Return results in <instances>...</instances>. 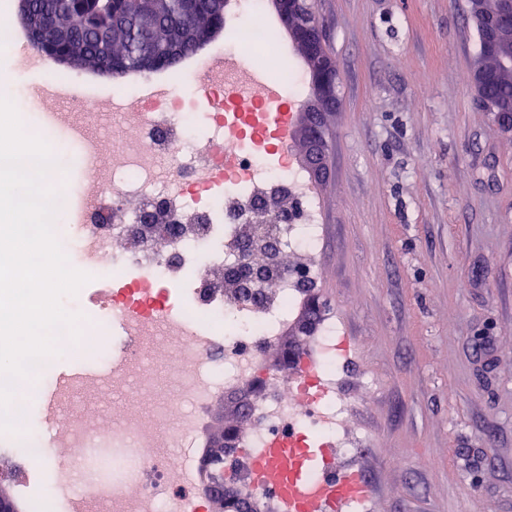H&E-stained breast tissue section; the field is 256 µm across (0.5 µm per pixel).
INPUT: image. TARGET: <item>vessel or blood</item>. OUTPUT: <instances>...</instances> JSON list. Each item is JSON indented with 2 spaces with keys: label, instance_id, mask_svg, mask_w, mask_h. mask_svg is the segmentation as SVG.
Instances as JSON below:
<instances>
[{
  "label": "vessel or blood",
  "instance_id": "vessel-or-blood-1",
  "mask_svg": "<svg viewBox=\"0 0 512 512\" xmlns=\"http://www.w3.org/2000/svg\"><path fill=\"white\" fill-rule=\"evenodd\" d=\"M287 437L280 432L276 444L253 464L257 483L282 501L284 512H300L310 505L318 512H346L350 503L367 497V487L355 477L326 469L310 476L307 449L289 447Z\"/></svg>",
  "mask_w": 512,
  "mask_h": 512
}]
</instances>
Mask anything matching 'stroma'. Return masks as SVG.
Wrapping results in <instances>:
<instances>
[{"instance_id":"1","label":"stroma","mask_w":512,"mask_h":512,"mask_svg":"<svg viewBox=\"0 0 512 512\" xmlns=\"http://www.w3.org/2000/svg\"><path fill=\"white\" fill-rule=\"evenodd\" d=\"M315 7L340 103L314 294L350 342L368 512H512V132L466 2ZM472 80L473 87L477 95H479L483 88L494 80V72L489 69L486 62L480 61L473 68ZM485 96L487 99L494 100L497 103L512 99V71L504 72L499 80L493 81L487 87Z\"/></svg>"}]
</instances>
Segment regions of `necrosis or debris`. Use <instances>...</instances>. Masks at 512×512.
<instances>
[{"instance_id": "4bbe7bcc", "label": "necrosis or debris", "mask_w": 512, "mask_h": 512, "mask_svg": "<svg viewBox=\"0 0 512 512\" xmlns=\"http://www.w3.org/2000/svg\"><path fill=\"white\" fill-rule=\"evenodd\" d=\"M0 33L15 71L40 74L31 96L52 102L28 133L45 139L54 156L75 152L76 183L53 179L59 191L56 235L78 270L96 271L106 289L83 314L82 335L62 349L89 348L97 371L55 384L53 441L8 437L0 448V482L20 485L24 512H56L55 500L27 477L34 462L56 463L60 447L94 450L98 463L124 461L119 476L77 482L70 464H56L67 512H205L208 464L200 436L218 399L261 386L244 400L247 429L225 467L245 470L293 427L290 447L309 439L338 459L356 453L345 422L341 379L350 344L332 317L289 377L265 356L303 302L294 278L281 274L245 290L212 286L211 274L249 258L263 264L264 238L282 255L316 270L322 226L306 175L290 152L278 160L259 153L271 131L262 102L264 51L281 43L259 0L232 15L229 40L204 58L185 61L178 77L156 75L155 91L76 98L78 75L51 71L44 55L0 12ZM189 88L179 93L175 79ZM164 200L157 232L137 221L139 209ZM128 396L123 415L106 408L109 395Z\"/></svg>"}]
</instances>
